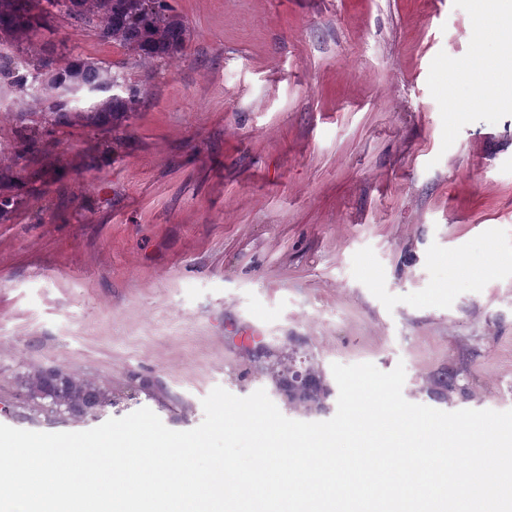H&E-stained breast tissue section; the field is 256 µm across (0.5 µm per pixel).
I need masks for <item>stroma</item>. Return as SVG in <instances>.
Here are the masks:
<instances>
[{"mask_svg": "<svg viewBox=\"0 0 512 512\" xmlns=\"http://www.w3.org/2000/svg\"><path fill=\"white\" fill-rule=\"evenodd\" d=\"M183 55L135 65L146 94L107 128L41 126L0 94V424L20 374L93 378L120 418L176 431L213 388L257 389L259 353L404 365V398L512 410V81L481 50V0H170ZM40 57L129 56L63 22ZM38 130L15 149L22 126ZM257 335H249V328ZM459 372L468 397L434 398ZM457 377V372L452 368L444 370L437 378L433 379L435 391H430V394L436 393L440 396V399H448V401H451L453 393H458L462 397L468 396V388L459 385Z\"/></svg>", "mask_w": 512, "mask_h": 512, "instance_id": "stroma-1", "label": "stroma"}]
</instances>
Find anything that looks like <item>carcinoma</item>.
I'll list each match as a JSON object with an SVG mask.
<instances>
[{"mask_svg": "<svg viewBox=\"0 0 512 512\" xmlns=\"http://www.w3.org/2000/svg\"><path fill=\"white\" fill-rule=\"evenodd\" d=\"M61 19L72 28L91 31L102 43L115 44L140 61L171 58L182 51L187 27L169 0H0V84L25 94L29 78L43 72L36 100L51 124L67 125L73 114H85L89 124L102 127L138 111L143 92L112 66L71 56L64 64L33 55L24 46L30 33ZM261 373L272 380L288 407L302 414L320 412L331 395L324 372L302 345L289 342ZM451 368L433 379L443 400L468 388L457 382ZM25 408L34 415L68 423L94 415L111 405L109 393L95 381L60 367L41 368L21 376Z\"/></svg>", "mask_w": 512, "mask_h": 512, "instance_id": "obj_1", "label": "carcinoma"}]
</instances>
